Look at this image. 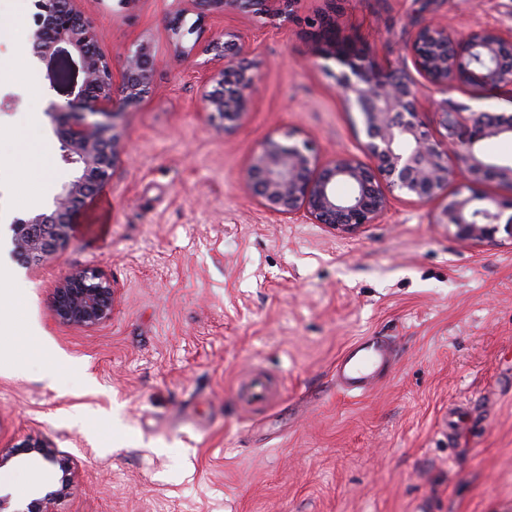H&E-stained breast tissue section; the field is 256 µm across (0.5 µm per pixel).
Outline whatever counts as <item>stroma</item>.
Segmentation results:
<instances>
[{"label": "stroma", "mask_w": 512, "mask_h": 512, "mask_svg": "<svg viewBox=\"0 0 512 512\" xmlns=\"http://www.w3.org/2000/svg\"><path fill=\"white\" fill-rule=\"evenodd\" d=\"M102 53L146 39L152 93L117 120L127 153L68 245L0 268V450L29 435L70 471L52 512H512V239L464 243L439 204L392 201L376 223L337 233L281 220L245 189L260 144L286 129L325 159L359 153L333 62L312 60L304 22L211 15L191 0H82ZM183 12L199 41L241 30L258 73L231 133L200 111L202 72L177 66L166 24ZM459 32L512 26V0H346L340 33L378 59L406 54L412 23ZM0 74V127L55 93ZM53 182L0 165L10 214L45 208ZM75 269L114 290L112 316L62 325L53 288ZM26 332L29 344L17 341ZM390 337L394 367L364 397L337 394L336 360ZM275 377L281 397L243 412L238 379Z\"/></svg>", "instance_id": "obj_1"}]
</instances>
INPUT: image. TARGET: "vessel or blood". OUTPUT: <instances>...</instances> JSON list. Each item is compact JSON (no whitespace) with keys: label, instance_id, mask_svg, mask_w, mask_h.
Instances as JSON below:
<instances>
[{"label":"vessel or blood","instance_id":"1","mask_svg":"<svg viewBox=\"0 0 512 512\" xmlns=\"http://www.w3.org/2000/svg\"><path fill=\"white\" fill-rule=\"evenodd\" d=\"M393 358L394 347L388 337L369 336L351 343L336 363L340 391L352 397L365 395ZM236 396L249 407L268 406L279 398L280 389L264 373L253 371L239 381Z\"/></svg>","mask_w":512,"mask_h":512}]
</instances>
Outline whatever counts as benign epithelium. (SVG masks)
I'll list each match as a JSON object with an SVG mask.
<instances>
[{
    "label": "benign epithelium",
    "instance_id": "1",
    "mask_svg": "<svg viewBox=\"0 0 512 512\" xmlns=\"http://www.w3.org/2000/svg\"><path fill=\"white\" fill-rule=\"evenodd\" d=\"M78 2L33 0L32 63L46 64L50 87L65 97L51 102L45 116L57 142L56 160L71 178L56 188L48 207L10 219V254L23 267L52 257L68 243L81 208L115 173L124 152L125 132L114 122L117 112L138 106L154 87L151 42L126 49L120 79H115L112 61L99 50L102 34ZM191 2L202 20L228 12L281 16L292 13L298 0ZM343 4L326 0L325 12L305 23V35L316 57L348 68L338 85L349 111L359 115L361 150L376 166L347 152L324 160L309 140L298 141L287 132L282 139H266L254 153L243 179L249 193L290 224L302 217L338 233L376 223L393 199L418 206L440 200L436 223L454 227L458 239L483 241L501 230L512 238V160L493 161L482 152L490 138H512V114L475 111L448 97L453 91L478 96L503 88L512 92V26L459 33L430 20L413 27L405 57L382 62L369 47L339 36L336 14ZM182 26L181 15L167 23L179 62L193 65L201 55L223 62L205 74L204 83L212 90L202 97V111L230 132L247 113L257 81L246 62L250 44L240 31L226 28L199 49L184 43ZM426 91L443 95L432 101L441 127L436 133L420 105ZM460 170L471 184L498 182L509 197L466 195L463 186L448 191ZM113 304L111 285L80 269L71 271L51 296L54 314L71 326L93 327L108 320ZM22 447L36 468L58 463L55 448L38 437ZM69 483L65 475L56 485L39 486L38 498L23 508L0 494V512H52V503Z\"/></svg>",
    "mask_w": 512,
    "mask_h": 512
}]
</instances>
